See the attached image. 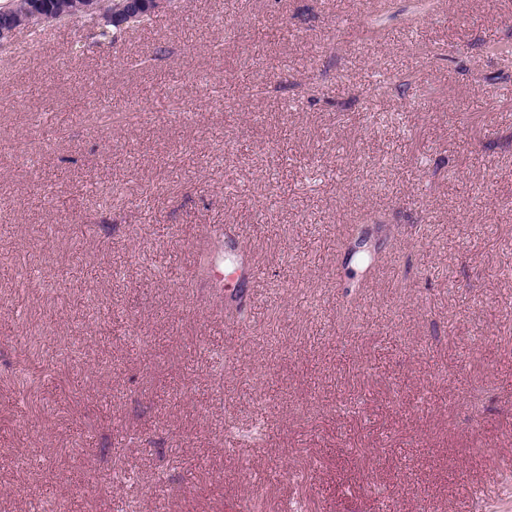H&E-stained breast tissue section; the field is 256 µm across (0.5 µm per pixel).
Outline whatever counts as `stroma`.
I'll list each match as a JSON object with an SVG mask.
<instances>
[{"instance_id":"obj_1","label":"stroma","mask_w":512,"mask_h":512,"mask_svg":"<svg viewBox=\"0 0 512 512\" xmlns=\"http://www.w3.org/2000/svg\"><path fill=\"white\" fill-rule=\"evenodd\" d=\"M494 44L512 0H180L20 33L0 512H512ZM228 228L262 271L243 323L196 272Z\"/></svg>"}]
</instances>
